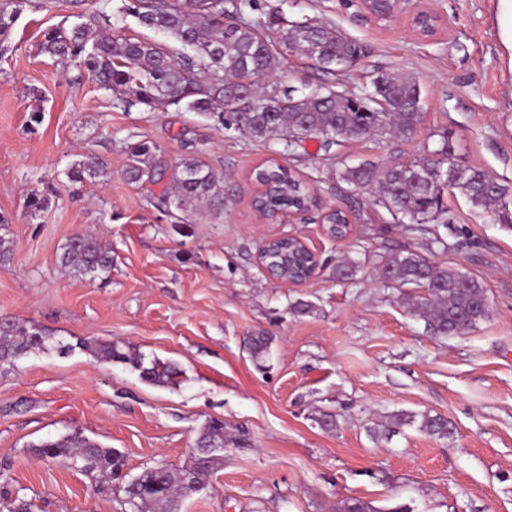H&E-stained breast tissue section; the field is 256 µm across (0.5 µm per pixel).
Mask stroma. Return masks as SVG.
Returning <instances> with one entry per match:
<instances>
[{"label": "stroma", "mask_w": 512, "mask_h": 512, "mask_svg": "<svg viewBox=\"0 0 512 512\" xmlns=\"http://www.w3.org/2000/svg\"><path fill=\"white\" fill-rule=\"evenodd\" d=\"M282 5L288 19L307 15L363 48L336 76L356 94L380 72L413 76L423 118L412 140L352 142L325 152L308 139L285 149L193 112L170 106L123 107L85 70L40 54L46 29L67 18L112 17L114 34L156 40L123 14V0H29L12 51L0 57V236L12 243L0 265V322L41 329L70 353H33L0 373V512L14 497L34 512H125L124 494L71 463L38 458L34 444L78 429L126 456L129 476L158 463L179 469L197 454L209 419L248 432L252 446L225 450L207 489L182 512H336L364 498L385 512H512V224H492L459 191L446 196L451 224L427 235L405 231L365 192L339 183L343 165L406 162L437 146L447 131L454 161L492 174L512 190V50L502 40L500 0H404L398 20L382 27L354 0H260ZM441 14L448 28L415 35L413 7ZM149 140L167 166L196 152L224 176L219 217L173 223L160 186L123 178L126 146ZM94 156L102 176L69 181L75 162ZM275 157L314 191L316 207L279 224L252 208L255 169ZM54 187L34 213L27 195ZM355 214L354 232H323V211ZM92 232L112 250L106 279L66 275L65 244ZM295 235L323 265L308 283L265 276V240ZM455 267L486 288L490 316L463 336L439 337L414 316L401 289L378 278L383 257L401 249ZM359 260L349 281L333 269ZM309 312L295 314L297 301ZM272 338L265 368L244 339ZM86 340H121L147 357L176 365V384L156 386L120 363H100ZM336 413L326 431L318 411ZM428 411L448 419L439 439L407 427L377 441L371 428L391 412Z\"/></svg>", "instance_id": "35a3bbf8"}]
</instances>
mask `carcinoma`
<instances>
[{
    "label": "carcinoma",
    "instance_id": "cac0c4a2",
    "mask_svg": "<svg viewBox=\"0 0 512 512\" xmlns=\"http://www.w3.org/2000/svg\"><path fill=\"white\" fill-rule=\"evenodd\" d=\"M27 0H0V55L11 48L14 25ZM125 11L146 29L164 33L189 50L176 56L164 47L142 40L119 38L111 33L112 16L102 14L95 22H73L47 30L40 51L59 62L73 64L94 77L99 89L118 96L128 106L159 109L175 105L211 118L225 129H236L254 139L288 135L301 139L304 130L320 134L329 151L349 142L386 136L412 138L422 118L420 86L411 76L380 72L373 90L361 95L342 92L332 77L362 55L356 41L328 24L308 18L288 20L277 8L259 11L256 0H132ZM313 62L320 77L298 90L259 92L258 81L272 75L290 54ZM299 101L288 105V97ZM156 144L140 140L127 145L124 177L131 183L157 184L165 170L151 164ZM453 146L448 134H439L438 148L406 163L379 166L361 162L339 172V181L351 191L374 190L373 204L411 233L423 224H450L445 191L439 172L448 169ZM454 188L492 223L512 224V210L505 198L509 189L484 170L457 167ZM255 176L263 191L257 204L268 212L299 210L309 206L307 185L276 162L262 166ZM162 195L176 210L197 214L207 208L215 215L224 211L223 175L194 154L174 165ZM349 217L341 210L324 216L327 234L340 239ZM267 261L275 264L276 276L297 283L305 279L311 260L294 240L274 242ZM60 267L71 275L104 278L112 271V250L97 236L85 233L71 238L60 255ZM387 283L395 288L427 287L424 295L409 296L413 315L425 321L439 336H460L489 317L486 289L474 277L455 269L433 265L412 249L396 251L382 264ZM272 337L263 333L248 337L247 348L261 364ZM98 361L130 363L151 384L173 383L178 369L169 362L146 356L124 342H81ZM55 350L68 353L72 346L35 327L0 324V371L16 366L30 353ZM444 439L452 428L448 420L427 412L396 411L387 416L373 437L389 438L404 426ZM250 447L246 432L225 430L221 420H208L200 429L198 462L179 471L165 465L145 468L123 487L124 504L130 512H179L183 498L206 489L209 464L227 448ZM42 459L73 460L102 483L123 481L126 458L73 431L32 445ZM338 512H381L373 501L350 498Z\"/></svg>",
    "mask_w": 512,
    "mask_h": 512
}]
</instances>
